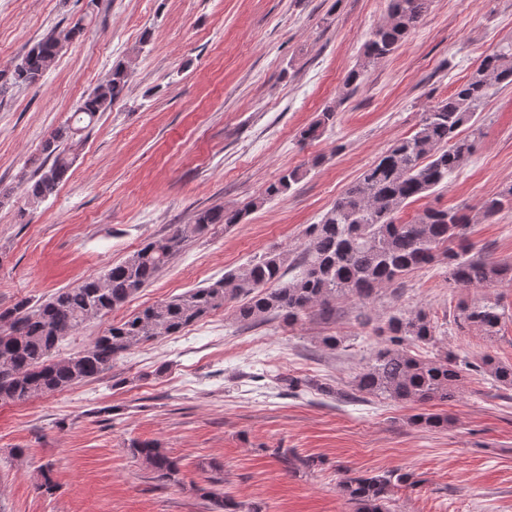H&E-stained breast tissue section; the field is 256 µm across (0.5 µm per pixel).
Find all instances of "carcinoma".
Masks as SVG:
<instances>
[{"mask_svg": "<svg viewBox=\"0 0 512 512\" xmlns=\"http://www.w3.org/2000/svg\"><path fill=\"white\" fill-rule=\"evenodd\" d=\"M432 0H387L388 20L364 43L362 64L349 72L346 84L357 86L364 72L389 57L427 15ZM83 31L75 24L65 32L47 33L35 42L12 68L0 71V94L39 83L67 44ZM130 63H118L109 79L97 85L76 108L78 121L93 122L109 110L128 88ZM512 84V40L500 43L481 59L447 97L422 116L416 131L387 148L381 156L324 213L306 229L300 255L270 251L246 267L191 289L169 300L150 305L136 315L106 328L82 351L62 357L58 345L83 323L123 306L149 285L183 244L208 232L214 224H241L248 214L269 200L288 195L309 169L285 171L264 192L242 207H212L197 212L194 222L180 224L164 237L145 242L120 263L109 266L98 278L56 292L33 305L23 299L0 308V402L20 404L74 384L94 380L132 348L161 336H175L224 305L243 300L237 308L240 321L259 325L279 318L292 326L310 315L336 320V305L351 300L369 304L383 288H401L412 272L436 262L448 263L457 288H492L512 281V264L474 251L467 236L469 225L487 221L512 209V185L484 201L474 213L461 209L426 208L409 221L399 214L424 198L474 155L480 128L479 112L503 85ZM336 121V109L326 107L303 130V141L318 139ZM82 128L66 123L56 128L42 145L45 160L26 179V193L33 202L54 195L72 164L65 146ZM296 274L283 281L290 271ZM462 324L485 336L498 332L502 314L493 304L460 308ZM381 332L382 345L354 377L345 397L356 394L383 396L397 403L426 405L455 400L461 394L463 369L469 361L437 352L414 355L409 344L436 347V326L422 309L392 315ZM479 371L503 386L512 387V364L486 355ZM412 424L430 430L448 428V415L423 412ZM131 451L155 478L179 482L176 459L152 441L134 444ZM415 485L409 473L388 471L381 475L348 477L339 489L354 512H385L392 488ZM212 506V512H238L232 499L204 487H195Z\"/></svg>", "mask_w": 512, "mask_h": 512, "instance_id": "1", "label": "carcinoma"}]
</instances>
